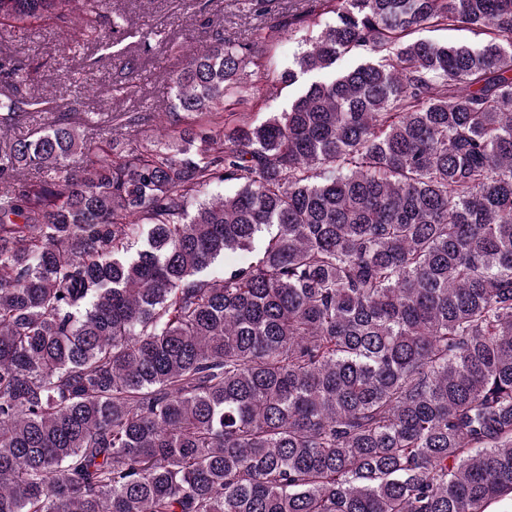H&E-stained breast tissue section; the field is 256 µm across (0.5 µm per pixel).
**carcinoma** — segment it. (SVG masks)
I'll use <instances>...</instances> for the list:
<instances>
[{"instance_id": "obj_1", "label": "carcinoma", "mask_w": 512, "mask_h": 512, "mask_svg": "<svg viewBox=\"0 0 512 512\" xmlns=\"http://www.w3.org/2000/svg\"><path fill=\"white\" fill-rule=\"evenodd\" d=\"M321 2L296 64L328 77L260 122L225 99L279 22L189 50L157 139L94 145L95 112L8 138L35 102L0 100V512L512 498V0ZM450 27L478 43L417 37Z\"/></svg>"}]
</instances>
